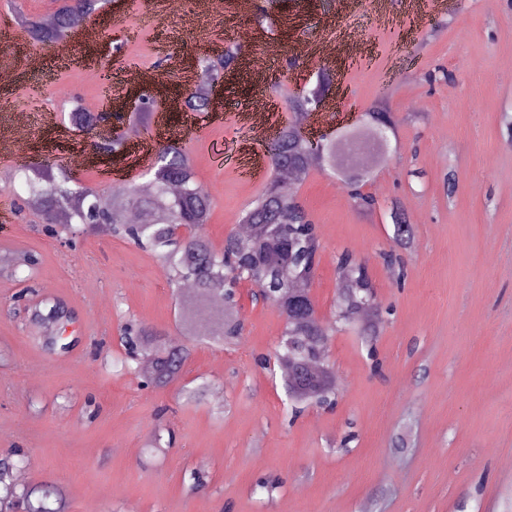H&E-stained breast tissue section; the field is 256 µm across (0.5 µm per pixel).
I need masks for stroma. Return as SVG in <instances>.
<instances>
[{"instance_id": "obj_1", "label": "stroma", "mask_w": 512, "mask_h": 512, "mask_svg": "<svg viewBox=\"0 0 512 512\" xmlns=\"http://www.w3.org/2000/svg\"><path fill=\"white\" fill-rule=\"evenodd\" d=\"M55 8L56 0H0V47L15 75L0 86V127L22 110L56 115L35 125L25 155L0 159V459L22 451L25 485L56 484L65 512H512V0H348L341 13L336 0H255L247 14L224 0L208 16L197 0L176 12L165 0H115L92 15L97 42L112 49V79L124 84L147 70L157 83L187 86L195 60L237 43L240 68L222 89L221 118L167 115L213 201L203 235L215 248L266 186L264 140L288 122L284 101L312 88L322 69L338 71L342 88L317 130L382 98L400 118L396 153L363 188L372 211L317 168L296 191L321 241L312 295L322 318H332L345 250L366 261L388 312L375 358L358 326L335 331L327 357L337 403L296 416L281 377L256 363L273 355L285 318L252 302L245 281L233 344H192L163 387L113 371L126 322L181 339L178 301L156 253L80 224L52 231L22 206L18 169L58 156L83 186L113 197L153 177L149 155L117 174L68 161L70 147L92 141L68 121L101 95L83 65L92 45L76 37L47 46L14 20L19 10L45 17ZM348 37L358 45L351 56L315 52ZM266 94L282 106L257 129L248 110ZM219 148L251 153V177L215 165ZM396 202L415 240L399 280L384 262ZM45 298L71 313L67 353L39 340L31 312ZM200 377L209 394L184 403L182 389ZM161 429L171 446L153 447Z\"/></svg>"}]
</instances>
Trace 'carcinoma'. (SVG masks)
Segmentation results:
<instances>
[{
  "instance_id": "obj_1",
  "label": "carcinoma",
  "mask_w": 512,
  "mask_h": 512,
  "mask_svg": "<svg viewBox=\"0 0 512 512\" xmlns=\"http://www.w3.org/2000/svg\"><path fill=\"white\" fill-rule=\"evenodd\" d=\"M108 0H60L54 12L53 24L44 26L34 17L23 16L20 23L23 30L35 41L42 44L62 45L72 30L74 16H90L99 10V4ZM238 48L229 46L224 55L212 59L199 60L201 84L197 95L190 98L193 110L203 112L209 108L207 95L209 87L224 75V69L235 63ZM308 100L304 97L288 100V108L294 110L288 126L278 135L280 154L271 158L273 175L265 191L243 211L240 223L248 224L252 237L248 244H242L238 235L230 233L224 239V247L215 249L208 240L195 233L176 240L172 236L174 224H187L192 228L209 222L212 201L199 185L195 171L187 153L175 144H165L159 149L153 190L141 195L134 187L127 186L124 193L128 206L140 214V222L130 224L126 210L112 209L105 214L97 210L92 198L80 199L82 186L66 170L35 165L23 172L29 206L50 220L58 212L64 211L70 220L95 229L99 224H107L112 234L127 238L139 246L160 254L168 265L170 283L179 286L184 281L193 283V291L180 295V318L183 335L190 338L207 337L222 343L241 333V327L224 315L215 317L203 325L197 321L199 308L209 300L220 296L224 307L231 308L236 303L237 281L250 282L257 291V300L268 302L273 298L283 300L280 310L288 314V292L296 285L312 282L319 262L320 240L312 230L307 213L298 203L296 196L285 189L278 173L282 170L294 172L304 177L310 170L308 145L301 139L297 129ZM151 120V113L136 112L127 130L119 134L108 147L118 154L124 148L125 140L140 133L139 126ZM399 119L387 109H372L366 113L363 130L354 133L345 131L346 139L370 132H381L386 137L389 151H394L391 135L395 134ZM321 169L336 170V145L327 143L316 157ZM350 189L355 205L370 209L375 204L372 196L362 192L367 179L359 173L341 178ZM394 224V239L398 247L410 248L413 233L407 224L404 209L397 203L391 211ZM338 275H348L350 287L338 289L336 309L348 312L341 320L350 324L354 318L369 306L359 300L374 294L366 264L353 253L344 251L336 258ZM332 328L308 317L301 321H286L284 331L276 348V360L288 361V355H301L307 370L321 367L322 377L308 382L293 373H285L283 387L291 401H312L330 405L335 399V387L325 361L326 344L320 337L331 335ZM123 342L126 358L119 361L125 370H140L141 362L147 363V376L152 385L163 386L180 372L190 356L186 345H168L156 335L132 325L125 327ZM210 385L203 380L182 390L185 403L201 402ZM24 464V457L0 461V506L11 507L24 504L28 512H62L56 486L44 484L38 490L29 489L13 480V471Z\"/></svg>"
}]
</instances>
